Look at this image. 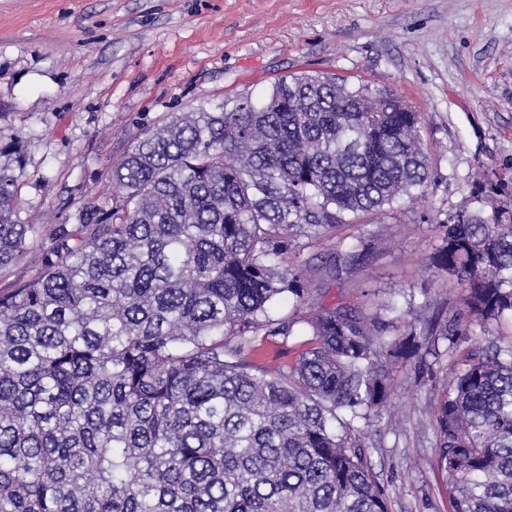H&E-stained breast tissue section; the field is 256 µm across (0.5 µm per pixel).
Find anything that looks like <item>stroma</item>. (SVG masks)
<instances>
[{"mask_svg": "<svg viewBox=\"0 0 512 512\" xmlns=\"http://www.w3.org/2000/svg\"><path fill=\"white\" fill-rule=\"evenodd\" d=\"M300 71L403 99L433 170L421 199L305 240L315 265L360 240L370 249L364 268L313 283L309 307L411 306L391 336L463 313V288L430 256L476 182L512 191V0H0V139L24 155L18 221L74 223L81 202L108 195L141 129L242 93L262 100ZM451 369L444 355L391 372L366 449L389 512H449L432 409Z\"/></svg>", "mask_w": 512, "mask_h": 512, "instance_id": "35a3bbf8", "label": "stroma"}]
</instances>
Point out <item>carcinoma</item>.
<instances>
[{
  "label": "carcinoma",
  "mask_w": 512,
  "mask_h": 512,
  "mask_svg": "<svg viewBox=\"0 0 512 512\" xmlns=\"http://www.w3.org/2000/svg\"><path fill=\"white\" fill-rule=\"evenodd\" d=\"M318 73L260 103L172 112L112 166L110 196L48 233L40 273L0 292V512H388L364 453L391 365L453 372L434 410L449 512H512V346L463 352L468 327L399 340L346 305L306 304L303 237L418 197L431 177L420 113ZM0 270L40 233L16 219V140H0ZM502 184L441 225L431 257L469 323L512 319V204ZM307 348L265 369L260 336Z\"/></svg>",
  "instance_id": "obj_1"
}]
</instances>
